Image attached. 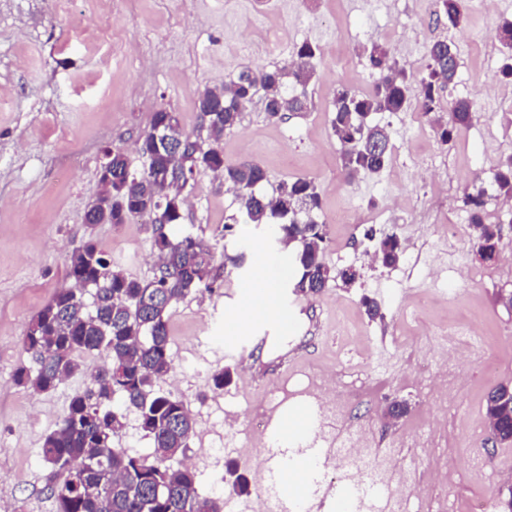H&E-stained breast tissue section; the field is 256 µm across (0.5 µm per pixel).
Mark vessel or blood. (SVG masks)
<instances>
[{"label": "vessel or blood", "instance_id": "1", "mask_svg": "<svg viewBox=\"0 0 512 512\" xmlns=\"http://www.w3.org/2000/svg\"><path fill=\"white\" fill-rule=\"evenodd\" d=\"M259 299L276 297V328L296 327L294 303L282 300L279 288L258 290ZM327 417L318 401L306 398L291 409L267 416L263 446L267 456L265 483L270 512H379L381 495L366 497L359 484L328 483L320 479L314 461L336 454V442L326 434Z\"/></svg>", "mask_w": 512, "mask_h": 512}]
</instances>
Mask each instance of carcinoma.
Masks as SVG:
<instances>
[{
  "label": "carcinoma",
  "instance_id": "cac0c4a2",
  "mask_svg": "<svg viewBox=\"0 0 512 512\" xmlns=\"http://www.w3.org/2000/svg\"><path fill=\"white\" fill-rule=\"evenodd\" d=\"M448 26L462 27L463 0H440ZM501 66L498 77L512 80V23L501 26ZM318 48L308 41L298 45L292 60L274 68H242L224 83L219 94L205 90L197 108L207 136L184 131L176 113L160 108L152 113L150 131L138 140L143 159L139 173L130 171L126 154L112 151L107 160L111 175L108 193L87 206L88 224H125L140 218L151 229L159 255L160 274L139 281L112 267L93 239L70 255V285L56 290L49 302L27 323L23 352L31 365L17 369L15 382L37 393L55 389L65 379L84 372L81 355L97 353L103 367L91 375L87 388L70 400L67 410L44 438L43 459L51 466L48 487L55 512H220L217 499L198 491L193 469L174 470L168 462L186 454L195 434V420L184 401L160 392L155 385L175 370L168 329V311L194 290L212 291L221 286L220 271L238 267L244 254H217L215 248L192 233L174 235L170 228L181 223L187 203L186 188L193 175L208 170L224 177L233 187L238 212L235 224H269L284 247H293L296 277L293 293L314 297L327 284L340 279L351 287L359 273L350 267L339 272L323 261L326 247L324 224L317 220L321 195L309 177L283 180L268 193L266 170L253 160L224 162L219 144L224 133L237 127L246 108L264 99L268 117L310 109L307 86L315 75L313 60ZM366 65L376 79L370 90L349 86L336 89L331 132L341 146L340 162L346 177L378 174L390 163V133L370 122L384 112L418 111L446 145L454 134L473 120L467 98L452 103L443 93L455 82L459 64L455 46L437 40L428 50L426 73L413 79L383 43L362 47ZM447 112L445 122L440 113ZM169 128L184 142L174 154L156 144L153 131ZM491 185L498 197H512V154L503 155L493 172ZM487 189L474 186L462 202L475 225L472 239L484 263L497 259L495 245L499 225L486 222ZM363 237L376 242L377 259L385 266L397 264L403 246L394 234L378 236L373 228ZM94 289L93 301L84 290ZM503 387L486 398L485 417L495 443L512 442V400ZM136 409L140 428L153 441L144 457L129 455L115 444L125 426V411L111 404L114 396ZM88 463L92 477H83L65 465ZM228 483L239 495L250 491L248 478L234 461L226 464Z\"/></svg>",
  "mask_w": 512,
  "mask_h": 512
}]
</instances>
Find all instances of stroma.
Wrapping results in <instances>:
<instances>
[{"mask_svg":"<svg viewBox=\"0 0 512 512\" xmlns=\"http://www.w3.org/2000/svg\"><path fill=\"white\" fill-rule=\"evenodd\" d=\"M506 19L512 20V0H498L493 12L469 11L457 30L435 13L421 14L415 0H380L373 10L365 0H275L266 16L256 0H69L64 10L57 0H0V88L6 90L0 95V501H9L13 512H53L43 440L102 364L99 356L84 355L83 373L44 394L14 381L27 361L25 326L67 284L72 251L91 236L127 275L142 281L153 275L146 224L84 220L101 191L107 152L124 151L132 169H140L135 145L159 108L178 113L185 131L201 132L196 101L230 78L225 55L238 52L246 38L259 47L260 32L288 21L297 41L320 49L307 88L311 109L271 122L253 104L241 125L225 133L224 159L258 162L274 184L314 179L323 200L318 220L328 236L324 261L336 271L355 268L360 277L348 289L331 283L317 296H295L298 326L258 357L266 377L253 381L230 344L255 331L274 332L275 323L236 324L240 290L261 273L289 288L291 252L268 225H229L238 204L225 196L223 177L195 174L182 229L218 251L245 255L241 266L223 271L220 288L191 293L168 314L181 384L175 390L162 380L156 388L176 392L193 413L187 455L199 490L235 505L247 501L250 512H259L255 495L243 499L223 485L224 465L235 460L251 477L264 470L255 438L259 414H271L316 373L333 375L336 388L349 393L336 436L353 428L367 435L357 462L362 484H370L382 449L395 448L413 463L417 490L403 494L401 512H469L483 494L512 485V445H488L485 421L489 391L512 387V308L501 301L512 293V263L503 261L512 255V214L500 221V261L481 263L467 233L453 240L441 233L444 224L467 221V213L443 211L414 178L417 165H433L442 188L459 195L476 179H490L498 158L512 152V97L479 92L501 59ZM356 38L388 45L417 75L430 44L451 39L459 69L445 96L472 99L477 118L444 145L412 113L373 115L390 131L392 160L383 173L348 184L331 119L339 86L372 84L364 57L349 50ZM371 226L417 247L395 266L370 265L373 248L363 230ZM365 295L379 302L382 319H368L360 304ZM451 337L469 348L456 366L466 384L447 414L454 436L433 459L419 422L436 407L428 384L442 369L438 353ZM227 365L232 382L213 389L211 373ZM396 401L408 412L393 422L386 412ZM440 459L458 465L456 482L445 488L431 484Z\"/></svg>","mask_w":512,"mask_h":512,"instance_id":"1","label":"stroma"}]
</instances>
